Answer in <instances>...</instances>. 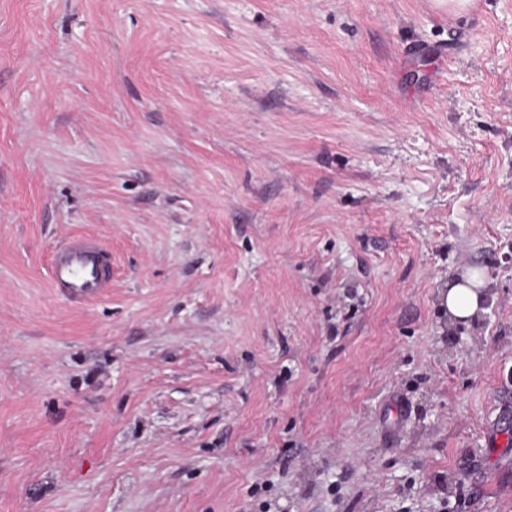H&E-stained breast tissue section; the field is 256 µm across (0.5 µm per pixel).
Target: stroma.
<instances>
[{
	"instance_id": "35a3bbf8",
	"label": "stroma",
	"mask_w": 512,
	"mask_h": 512,
	"mask_svg": "<svg viewBox=\"0 0 512 512\" xmlns=\"http://www.w3.org/2000/svg\"><path fill=\"white\" fill-rule=\"evenodd\" d=\"M505 412L512 0H0V512H512ZM49 279L56 292L81 304L112 288V252L98 239L69 237L53 253ZM482 279L478 272L470 275L466 284L452 283L448 285L445 293V304L448 311L456 318L466 319L473 315L480 306L479 288Z\"/></svg>"
}]
</instances>
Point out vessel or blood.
Segmentation results:
<instances>
[{
  "label": "vessel or blood",
  "instance_id": "b4317fda",
  "mask_svg": "<svg viewBox=\"0 0 512 512\" xmlns=\"http://www.w3.org/2000/svg\"><path fill=\"white\" fill-rule=\"evenodd\" d=\"M48 275L56 292L72 302L104 296L112 286V253L98 239L68 238L54 251Z\"/></svg>",
  "mask_w": 512,
  "mask_h": 512
}]
</instances>
